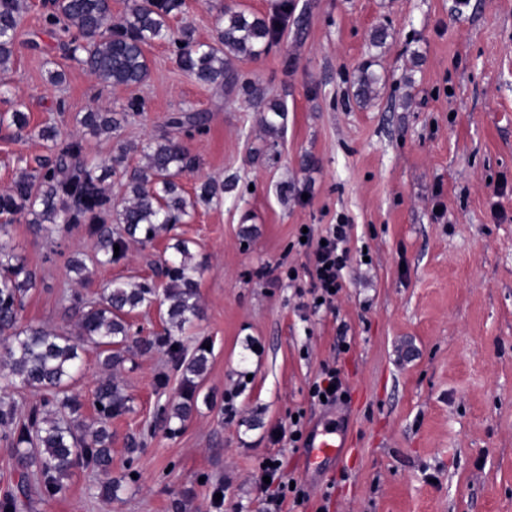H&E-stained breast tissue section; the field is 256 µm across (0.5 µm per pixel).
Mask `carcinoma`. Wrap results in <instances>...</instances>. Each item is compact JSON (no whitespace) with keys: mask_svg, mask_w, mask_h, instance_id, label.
I'll return each mask as SVG.
<instances>
[{"mask_svg":"<svg viewBox=\"0 0 512 512\" xmlns=\"http://www.w3.org/2000/svg\"><path fill=\"white\" fill-rule=\"evenodd\" d=\"M184 0H125L121 22L112 23V0H48L46 26L59 45L104 85L137 88L148 75L146 46L154 41L167 44L179 68L203 85L236 91L262 112V123L270 135L283 131V104L240 72L234 62L257 58L278 40L288 25V0H281L270 15L248 14L233 3L217 6L216 35L201 43L188 23L170 28L171 16L182 12ZM28 10L27 0H0V74L9 71L16 50V34ZM376 74L364 68L358 80L357 97L373 93ZM144 111V99H128L121 112H87L79 123L90 134L110 135ZM210 115L195 110L173 112L167 127L191 139L206 130ZM52 143L55 151L34 159L35 166L23 168L13 186L0 194V216L24 214L32 224H49L66 231L78 230L92 240L96 265L117 263L130 244L146 246L161 233L183 224L200 204H221L233 185L207 179L194 193L185 192L179 179L198 165L184 139L165 133L139 144H122L111 164L83 159L84 136L58 145L54 125L28 129L25 112L15 109L0 113V125ZM141 155L144 163L128 168V153ZM122 168L126 198L115 205L104 187L107 176ZM7 224H0V389L22 388L41 393L40 404L26 416L14 405L0 400V436L10 443L19 464L38 466L37 483L43 496L52 498L65 490L64 480L80 462L97 473L95 492L114 499L121 485L112 479V418L129 410L118 372L127 355L136 349L160 348L182 371L186 393L182 400L162 406L158 415L170 431L181 425L194 410L197 379L208 366L206 350L188 352L181 336L200 315L196 277L202 266L193 262L188 243L177 241L172 253L163 257L157 279L118 283L101 289L94 298L79 290L67 299L77 317L76 333H60L21 323V310L28 292L37 286V274L15 252L8 239ZM119 255H114V246ZM80 254L69 257L67 268L78 283L89 282L86 261ZM157 308L163 333L138 336L132 333L131 313ZM96 351L108 375L99 380L94 404L97 427L88 429L79 421L82 403L70 393L69 382L81 370L87 348ZM28 474H20L16 489L0 498V512H17L20 497L28 496Z\"/></svg>","mask_w":512,"mask_h":512,"instance_id":"cac0c4a2","label":"carcinoma"}]
</instances>
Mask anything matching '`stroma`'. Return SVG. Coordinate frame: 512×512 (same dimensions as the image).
Wrapping results in <instances>:
<instances>
[{
	"label": "stroma",
	"mask_w": 512,
	"mask_h": 512,
	"mask_svg": "<svg viewBox=\"0 0 512 512\" xmlns=\"http://www.w3.org/2000/svg\"><path fill=\"white\" fill-rule=\"evenodd\" d=\"M42 3L28 0L0 113L23 104L31 126L65 137L79 132L78 114L142 97L141 116L87 137L103 161L165 130L173 112L206 111L182 186L236 185L223 205L198 206L153 244L92 266L82 288L152 278L173 240L188 241L203 266L201 313L183 342L211 346L191 419L163 429L157 408L179 400L180 373L164 352L132 354L121 371L131 409L112 421L118 499L93 495L97 475L79 465L62 494L31 497L25 512H263L257 474L271 455L306 494L285 512H512V0H293L302 26L236 64L285 102L276 138L241 97L184 74L161 42L146 49L145 84H99L46 31ZM379 29L388 37L376 47ZM366 64L380 82L361 103ZM55 71L63 84L50 83ZM47 153L0 126V191ZM338 223L352 227V259L331 309L315 313L300 294L309 278L297 230ZM9 232L38 275L23 323L74 331L67 261L90 241L23 215ZM325 362L348 390L330 410L309 398ZM298 410L310 428L335 419L343 465L306 472L304 448L286 438Z\"/></svg>",
	"instance_id": "35a3bbf8"
}]
</instances>
